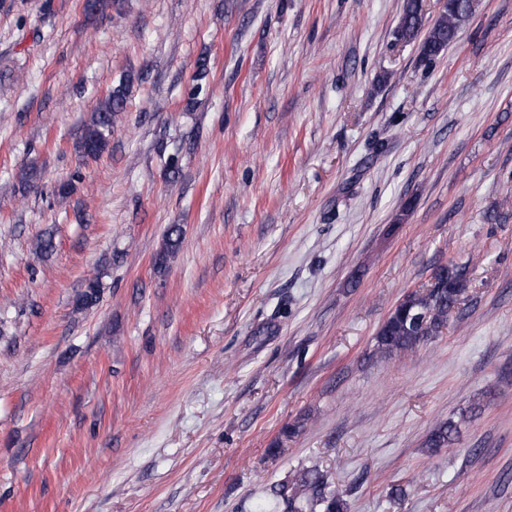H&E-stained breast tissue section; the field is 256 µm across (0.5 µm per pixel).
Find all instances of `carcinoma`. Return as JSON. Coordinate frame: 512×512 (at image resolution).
<instances>
[{
  "instance_id": "obj_1",
  "label": "carcinoma",
  "mask_w": 512,
  "mask_h": 512,
  "mask_svg": "<svg viewBox=\"0 0 512 512\" xmlns=\"http://www.w3.org/2000/svg\"><path fill=\"white\" fill-rule=\"evenodd\" d=\"M474 0H448L444 10L422 44V55L432 59L440 55L457 37L463 22L472 14ZM423 27L421 0H406L400 20L399 34L415 38ZM125 90L119 86L102 99L84 126L78 152L84 157L101 156L109 147L115 116L124 111ZM182 228L171 224L166 230L164 247L157 254L156 264L162 265L178 247ZM467 266H441L435 270L429 286L409 293L389 314L375 336V353L384 359L400 356L421 343L439 335L448 325V314L459 304L468 288ZM100 284L94 278L88 281L82 294L85 307L96 305L100 298ZM458 433L453 421L441 422L430 432L426 447L442 448L451 444ZM273 501L269 512H348V503L342 492L332 486L317 469L303 468L290 480L271 489Z\"/></svg>"
}]
</instances>
